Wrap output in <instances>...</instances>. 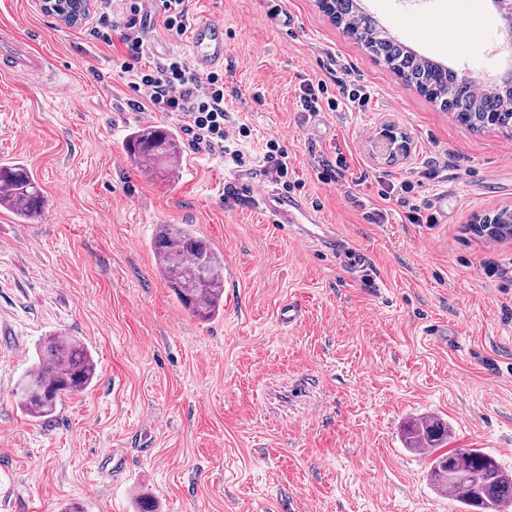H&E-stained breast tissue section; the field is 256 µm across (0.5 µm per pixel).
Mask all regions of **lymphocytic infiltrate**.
<instances>
[{"label": "lymphocytic infiltrate", "instance_id": "obj_1", "mask_svg": "<svg viewBox=\"0 0 512 512\" xmlns=\"http://www.w3.org/2000/svg\"><path fill=\"white\" fill-rule=\"evenodd\" d=\"M150 14L159 16L173 36L183 35L189 24L186 0H125L118 17L112 13L111 0H104L88 34L107 45L120 39L124 53L119 72L130 78L133 89L140 94L141 101L136 105L139 112L175 116L193 151L218 150L230 155L235 163H242L243 153L233 148L236 136L226 124L223 73L198 76L178 57L152 66L144 64L143 26ZM370 98V92L363 87L348 90L336 100L329 97L324 81L306 79L300 85L299 102L307 112L318 111L323 105L333 111L342 105L359 110Z\"/></svg>", "mask_w": 512, "mask_h": 512}]
</instances>
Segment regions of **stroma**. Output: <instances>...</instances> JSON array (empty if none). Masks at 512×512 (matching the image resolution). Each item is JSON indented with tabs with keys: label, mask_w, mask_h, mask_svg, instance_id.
Masks as SVG:
<instances>
[{
	"label": "stroma",
	"mask_w": 512,
	"mask_h": 512,
	"mask_svg": "<svg viewBox=\"0 0 512 512\" xmlns=\"http://www.w3.org/2000/svg\"><path fill=\"white\" fill-rule=\"evenodd\" d=\"M421 56L480 68L485 41L411 37L403 0H357ZM224 19L231 65L224 107L246 125L249 170L266 140L288 151V179L337 234L373 261L356 279L296 233L226 201L235 165L184 149L173 181L135 169L122 144L141 127L136 96L105 45L0 0V26L47 55L55 81L0 79V162H23L49 198L24 224L0 210V512H460L405 449L413 419L448 420L452 448H482L512 471V237L474 215L512 212V129L475 132L343 34L317 0H190ZM349 72L362 111L302 112V80L330 96ZM406 138L407 154L396 141ZM344 154L336 184L317 178ZM415 203L448 197V219L410 224L381 183ZM383 210L384 223L367 212ZM187 224L224 260V311L203 322L157 269L156 225ZM301 306L293 326L276 319ZM458 328L449 346L433 324ZM75 336L97 378L35 420L17 386L43 338Z\"/></svg>",
	"instance_id": "35a3bbf8"
}]
</instances>
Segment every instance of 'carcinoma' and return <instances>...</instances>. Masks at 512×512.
<instances>
[{"label":"carcinoma","mask_w":512,"mask_h":512,"mask_svg":"<svg viewBox=\"0 0 512 512\" xmlns=\"http://www.w3.org/2000/svg\"><path fill=\"white\" fill-rule=\"evenodd\" d=\"M331 19L360 41L388 69L417 91L472 129L485 128L484 113L512 118V88L494 86L483 102L448 76V70L418 57L396 43L355 0H321ZM130 162L152 178L173 177L181 148L176 133L156 125L130 132L123 141ZM0 207L20 222L41 217L46 198L34 174L20 162L0 164ZM152 247L162 277L186 310L201 320L224 311V261L208 241L187 224H158ZM96 378V362L84 342L69 336L44 341L35 366L19 383V405L27 416H53L65 398L87 390ZM450 427L440 417L412 421L404 431V445L414 454L434 455L448 442ZM439 492L458 493L463 512H509L512 508V473L481 448H453L434 455L428 471Z\"/></svg>","instance_id":"carcinoma-1"}]
</instances>
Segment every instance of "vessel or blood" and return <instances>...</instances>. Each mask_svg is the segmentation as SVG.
<instances>
[{
    "mask_svg": "<svg viewBox=\"0 0 512 512\" xmlns=\"http://www.w3.org/2000/svg\"><path fill=\"white\" fill-rule=\"evenodd\" d=\"M449 38L460 41H480L484 38L481 19L473 9H465L445 28ZM6 46L0 64L8 74L23 78L40 77L47 58L12 32L0 31V46ZM228 60L224 36V20L220 17L202 18L189 29V63L196 72L207 74L222 70ZM225 195L231 200L248 205L262 214L268 223L297 231L321 250L332 255L343 270L371 276L373 265L362 250L345 243L336 235L333 226L322 222L304 198L275 190L248 170H241L225 185Z\"/></svg>",
    "mask_w": 512,
    "mask_h": 512,
    "instance_id": "obj_1",
    "label": "vessel or blood"
}]
</instances>
